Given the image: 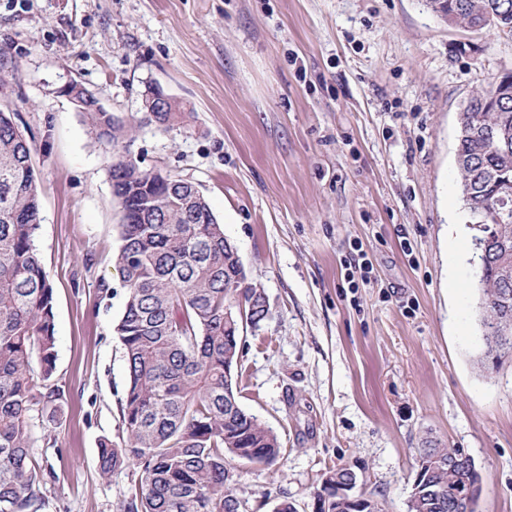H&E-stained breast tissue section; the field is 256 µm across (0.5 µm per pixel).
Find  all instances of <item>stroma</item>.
Listing matches in <instances>:
<instances>
[{
	"mask_svg": "<svg viewBox=\"0 0 512 512\" xmlns=\"http://www.w3.org/2000/svg\"><path fill=\"white\" fill-rule=\"evenodd\" d=\"M0 62L54 289L63 397L31 450L42 512H124L140 480L98 470L100 440L124 430L120 210L71 81L125 119L152 83L190 110L129 152L197 186L268 298L241 335L239 402L283 456L227 458L249 512H312L340 467L406 512L431 441L474 459L477 512H512V359L486 355L456 163L461 113L512 69V36L425 0H0Z\"/></svg>",
	"mask_w": 512,
	"mask_h": 512,
	"instance_id": "1",
	"label": "stroma"
}]
</instances>
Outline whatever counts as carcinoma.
Masks as SVG:
<instances>
[{
  "label": "carcinoma",
  "mask_w": 512,
  "mask_h": 512,
  "mask_svg": "<svg viewBox=\"0 0 512 512\" xmlns=\"http://www.w3.org/2000/svg\"><path fill=\"white\" fill-rule=\"evenodd\" d=\"M448 24L476 26L486 12L501 14L492 29L512 33V0H428ZM154 85L141 98V117L125 120L88 106L81 112L98 141L115 150L109 166L122 214L115 256L123 311L113 331L123 345L126 381L120 410L125 437L98 449L104 477L134 463L140 489L127 512H226L236 498L224 456L272 466L282 448L277 434L246 412L238 364L244 327L224 321V303L259 289L237 278L238 259L224 248V227L193 183H160L139 162L119 153L137 130L182 126L189 110L178 101L157 107ZM457 164L472 238L485 253L475 260L487 354L512 356V211L500 196L512 184V96L495 88L474 94L462 112ZM40 196L28 140L10 113L0 112V512H39L42 475L33 466L34 412L59 400L53 288L35 246ZM479 472L446 465L431 472L429 490L413 512H475L448 504V489Z\"/></svg>",
  "instance_id": "1"
}]
</instances>
